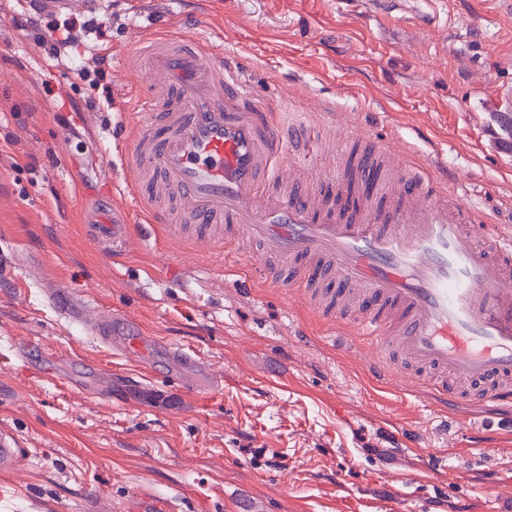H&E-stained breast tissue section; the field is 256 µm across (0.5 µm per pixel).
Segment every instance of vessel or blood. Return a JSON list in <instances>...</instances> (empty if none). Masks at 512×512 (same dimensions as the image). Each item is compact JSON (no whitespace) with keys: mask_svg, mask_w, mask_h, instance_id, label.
Returning a JSON list of instances; mask_svg holds the SVG:
<instances>
[{"mask_svg":"<svg viewBox=\"0 0 512 512\" xmlns=\"http://www.w3.org/2000/svg\"><path fill=\"white\" fill-rule=\"evenodd\" d=\"M129 65L160 92L141 99V120L119 127L123 192L140 199L149 179L172 200L166 210L145 204L146 223L246 225L273 258L267 283L320 295L325 314L377 337L365 362L373 380L405 376L444 409L512 407L511 225L478 235L433 159L394 170L387 145L371 137L351 163L314 175L323 151L305 122L270 121L247 71L212 40L158 39ZM126 229L94 226L116 259ZM95 333L141 366L148 352H166L190 391L219 387L196 352L133 332L127 319Z\"/></svg>","mask_w":512,"mask_h":512,"instance_id":"b4317fda","label":"vessel or blood"}]
</instances>
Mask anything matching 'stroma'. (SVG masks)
Masks as SVG:
<instances>
[{
    "label": "stroma",
    "mask_w": 512,
    "mask_h": 512,
    "mask_svg": "<svg viewBox=\"0 0 512 512\" xmlns=\"http://www.w3.org/2000/svg\"><path fill=\"white\" fill-rule=\"evenodd\" d=\"M59 23L54 57L42 42ZM213 31L281 120L437 156L480 223L512 225L497 99L512 0H399L389 16L372 0H0V434L25 449L0 512H137L155 495L174 512H512V411L464 404L445 422L404 380L373 382L368 337L337 335L288 286L234 284L229 270L261 273L253 243L202 252L188 225L133 223L116 261L91 236L123 178L116 113L150 84L117 54ZM56 288L198 351L221 393L180 387L161 352L131 389L132 362L46 305Z\"/></svg>",
    "instance_id": "1"
}]
</instances>
